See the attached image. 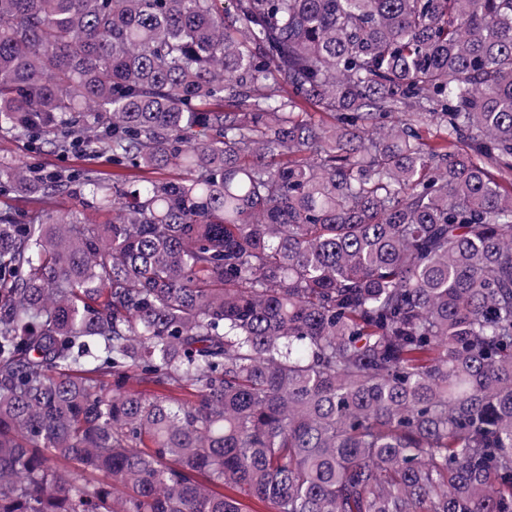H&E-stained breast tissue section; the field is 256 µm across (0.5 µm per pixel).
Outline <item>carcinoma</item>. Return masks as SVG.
<instances>
[{
	"mask_svg": "<svg viewBox=\"0 0 512 512\" xmlns=\"http://www.w3.org/2000/svg\"><path fill=\"white\" fill-rule=\"evenodd\" d=\"M2 136L0 512H512V0H0ZM19 161L40 163L47 170L71 171L80 168H92L112 173V164L104 159L92 160L78 151L68 153H50L45 148H37L26 140H0V164L10 166ZM75 204V199L67 194H61L46 202L39 201L28 196L0 197V206L11 207L16 216L23 220L28 214L41 208L49 209L58 213L67 212Z\"/></svg>",
	"mask_w": 512,
	"mask_h": 512,
	"instance_id": "cac0c4a2",
	"label": "carcinoma"
}]
</instances>
